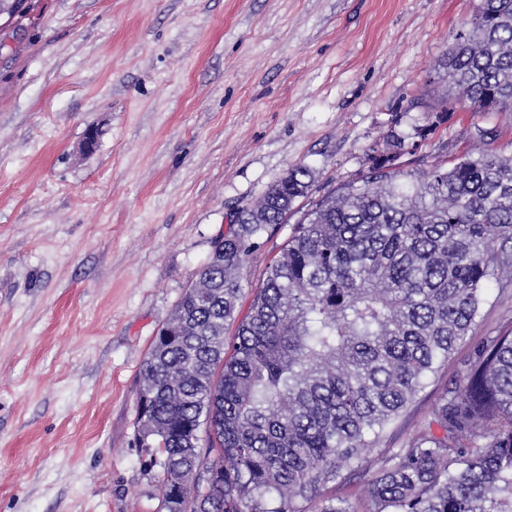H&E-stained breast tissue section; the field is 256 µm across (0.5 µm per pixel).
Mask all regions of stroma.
<instances>
[{
    "label": "stroma",
    "mask_w": 512,
    "mask_h": 512,
    "mask_svg": "<svg viewBox=\"0 0 512 512\" xmlns=\"http://www.w3.org/2000/svg\"><path fill=\"white\" fill-rule=\"evenodd\" d=\"M478 3L34 0L0 29V512H163L135 437L144 360L231 215L290 168L314 171L310 208L443 104L418 155L512 154V115L474 111L438 68ZM290 231L248 258L241 309ZM511 317L490 282L386 442Z\"/></svg>",
    "instance_id": "obj_1"
}]
</instances>
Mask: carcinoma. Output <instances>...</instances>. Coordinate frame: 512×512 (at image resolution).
Listing matches in <instances>:
<instances>
[{
	"label": "carcinoma",
	"mask_w": 512,
	"mask_h": 512,
	"mask_svg": "<svg viewBox=\"0 0 512 512\" xmlns=\"http://www.w3.org/2000/svg\"><path fill=\"white\" fill-rule=\"evenodd\" d=\"M439 67L476 111L512 112V0H481ZM446 115L408 150L392 134L302 213L244 315L243 266L299 212L313 171L237 213L143 364L138 436L156 448L164 512H358L336 489L469 335L489 280L512 283V156L393 164ZM375 465L367 512H512V320Z\"/></svg>",
	"instance_id": "1"
}]
</instances>
